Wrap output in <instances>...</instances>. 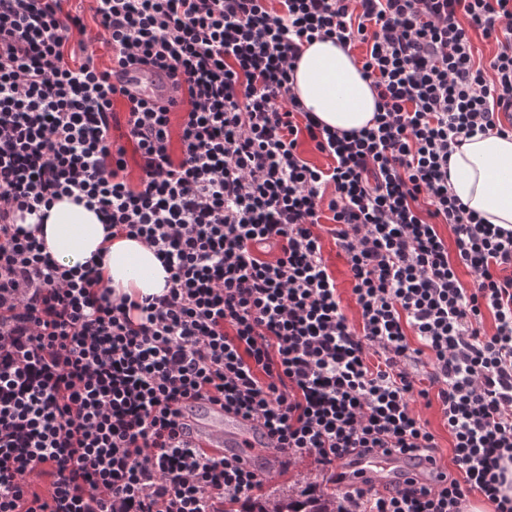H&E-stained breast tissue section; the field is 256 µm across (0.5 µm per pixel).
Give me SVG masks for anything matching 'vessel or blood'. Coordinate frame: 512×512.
<instances>
[{
    "mask_svg": "<svg viewBox=\"0 0 512 512\" xmlns=\"http://www.w3.org/2000/svg\"><path fill=\"white\" fill-rule=\"evenodd\" d=\"M259 432L250 422L224 412L220 406L205 404L204 414L193 428L192 439L197 446L219 455H238L244 461H251L253 448L258 444ZM344 470L361 472L363 477L381 488H393L407 478L421 473L417 462L392 456L386 459L349 456Z\"/></svg>",
    "mask_w": 512,
    "mask_h": 512,
    "instance_id": "obj_1",
    "label": "vessel or blood"
}]
</instances>
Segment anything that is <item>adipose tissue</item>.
<instances>
[{"label": "adipose tissue", "mask_w": 512, "mask_h": 512, "mask_svg": "<svg viewBox=\"0 0 512 512\" xmlns=\"http://www.w3.org/2000/svg\"><path fill=\"white\" fill-rule=\"evenodd\" d=\"M294 92L305 108L332 129L358 130L372 119L376 94L353 55L332 42L304 46L294 72ZM454 194L491 224L512 225V135L478 134L451 156ZM51 257L66 267L101 256L102 284L113 295L161 294L166 272L153 249L128 238L105 241L93 211L70 198L55 201L44 226Z\"/></svg>", "instance_id": "obj_1"}]
</instances>
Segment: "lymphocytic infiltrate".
Returning <instances> with one entry per match:
<instances>
[{
    "label": "lymphocytic infiltrate",
    "mask_w": 512,
    "mask_h": 512,
    "mask_svg": "<svg viewBox=\"0 0 512 512\" xmlns=\"http://www.w3.org/2000/svg\"><path fill=\"white\" fill-rule=\"evenodd\" d=\"M64 3L0 0V512L255 497L268 474L189 439L200 400L256 423L279 470L312 460L346 512H463L472 495L512 512V228L448 187L456 147L512 133V0H93L89 22ZM475 32L498 46L488 62ZM315 39L363 48L371 127L330 129L299 101ZM130 67L153 98L118 84ZM63 196L153 248L163 293L114 299L94 262L52 259L25 221ZM420 402L459 475L383 493L341 472L353 453L435 461ZM324 257L330 266L331 271L336 277V282L340 288L343 298V304L350 318L354 315V302L351 296L350 274L348 265L343 257L337 256V249L334 242L325 238L324 240ZM415 410L420 414L423 420L428 422L430 430L435 435L436 442L439 446L436 453L438 463L443 468H447L449 472L455 474V476L459 475L460 471L453 462V452L451 448L452 439L448 434V428L444 425L437 411L436 405L427 409L423 406V403H418Z\"/></svg>",
    "instance_id": "lymphocytic-infiltrate-1"
}]
</instances>
